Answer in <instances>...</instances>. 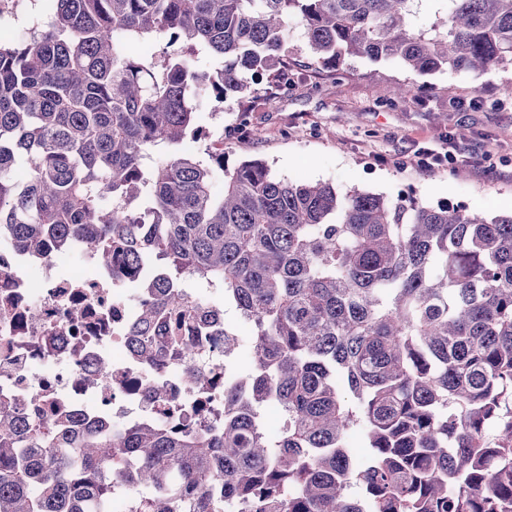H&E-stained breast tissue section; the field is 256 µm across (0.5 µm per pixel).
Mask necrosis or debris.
Masks as SVG:
<instances>
[{
  "label": "necrosis or debris",
  "instance_id": "necrosis-or-debris-1",
  "mask_svg": "<svg viewBox=\"0 0 512 512\" xmlns=\"http://www.w3.org/2000/svg\"><path fill=\"white\" fill-rule=\"evenodd\" d=\"M165 281L191 311L160 310L152 341L168 357L154 365L139 325ZM225 381L224 303L192 277L168 278L157 257L129 265L120 249L100 261L79 237L39 254L0 241V416L198 431L223 414Z\"/></svg>",
  "mask_w": 512,
  "mask_h": 512
}]
</instances>
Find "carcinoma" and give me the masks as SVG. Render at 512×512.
<instances>
[{
    "instance_id": "1",
    "label": "carcinoma",
    "mask_w": 512,
    "mask_h": 512,
    "mask_svg": "<svg viewBox=\"0 0 512 512\" xmlns=\"http://www.w3.org/2000/svg\"><path fill=\"white\" fill-rule=\"evenodd\" d=\"M419 2L47 0L27 38H0V237L160 253L224 289L251 336L244 352L224 325V422L199 433L0 416V512H112L131 460L129 512H512V214L340 195L188 145L203 102L292 85L296 26L334 72L512 68V0H441L416 29ZM148 35L160 56H129ZM202 50L222 65L198 69ZM181 303L161 288L141 335Z\"/></svg>"
}]
</instances>
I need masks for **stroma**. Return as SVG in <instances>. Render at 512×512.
<instances>
[{
    "mask_svg": "<svg viewBox=\"0 0 512 512\" xmlns=\"http://www.w3.org/2000/svg\"><path fill=\"white\" fill-rule=\"evenodd\" d=\"M289 47L290 91L262 86L224 110L203 108V126L224 134L226 166L258 159L278 177L327 183L341 193L391 198L405 189L430 204L487 216L512 212V138L501 135L512 129L511 70L418 75L412 98L391 105L393 84L406 77L398 64L353 57L346 72L328 78L314 73L300 36ZM474 96L479 108H457V99ZM440 114L447 124L437 123ZM452 141L482 154L481 167L421 170L420 148L443 153Z\"/></svg>",
    "mask_w": 512,
    "mask_h": 512,
    "instance_id": "obj_1",
    "label": "stroma"
}]
</instances>
